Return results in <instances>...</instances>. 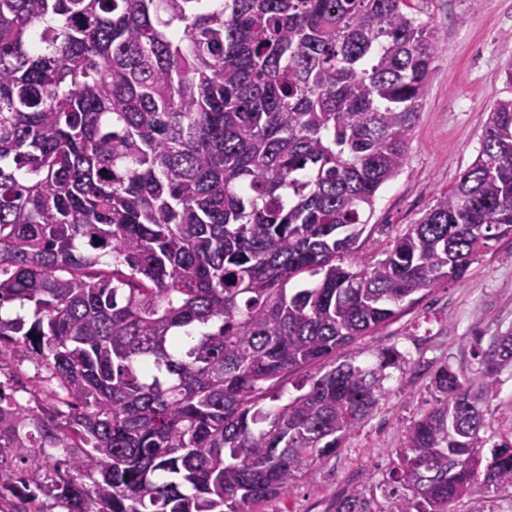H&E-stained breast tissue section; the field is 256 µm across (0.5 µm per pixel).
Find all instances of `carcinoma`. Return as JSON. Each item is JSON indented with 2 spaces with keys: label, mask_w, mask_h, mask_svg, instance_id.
I'll list each match as a JSON object with an SVG mask.
<instances>
[{
  "label": "carcinoma",
  "mask_w": 512,
  "mask_h": 512,
  "mask_svg": "<svg viewBox=\"0 0 512 512\" xmlns=\"http://www.w3.org/2000/svg\"><path fill=\"white\" fill-rule=\"evenodd\" d=\"M406 6L0 0V308L34 306L0 316V375L32 362L55 396L36 414L0 381V454L45 472L0 483V512H255L369 418L406 359L341 352L512 235L510 63L455 187L359 253L440 47ZM478 355L475 378L431 374L387 508L336 512L512 490V429L487 455L480 436L512 328Z\"/></svg>",
  "instance_id": "obj_1"
}]
</instances>
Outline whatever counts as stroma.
Masks as SVG:
<instances>
[{
	"mask_svg": "<svg viewBox=\"0 0 512 512\" xmlns=\"http://www.w3.org/2000/svg\"><path fill=\"white\" fill-rule=\"evenodd\" d=\"M410 13L429 24L442 47L408 147L403 172L378 192L369 218L374 230L365 254L374 256L450 191L473 163L490 106L506 89L512 62V0H409ZM512 327V236L492 242L465 282L441 285L376 334L357 338L348 355L370 359L396 347L406 359L390 391L336 456L309 471L260 512H336L337 498L362 492L374 507L387 504L386 475L406 428L430 407L429 376L447 363L476 371L477 338ZM499 393L487 409V443L512 428V368L497 377Z\"/></svg>",
	"mask_w": 512,
	"mask_h": 512,
	"instance_id": "35a3bbf8",
	"label": "stroma"
}]
</instances>
